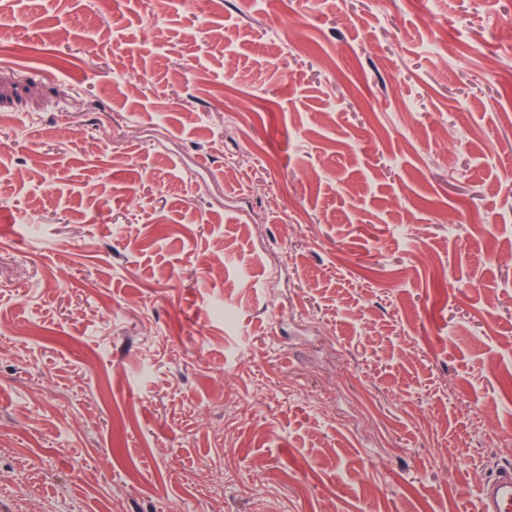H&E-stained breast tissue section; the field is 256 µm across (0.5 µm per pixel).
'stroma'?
<instances>
[{"label": "stroma", "mask_w": 512, "mask_h": 512, "mask_svg": "<svg viewBox=\"0 0 512 512\" xmlns=\"http://www.w3.org/2000/svg\"><path fill=\"white\" fill-rule=\"evenodd\" d=\"M0 16V510L478 512L512 0Z\"/></svg>", "instance_id": "stroma-1"}]
</instances>
